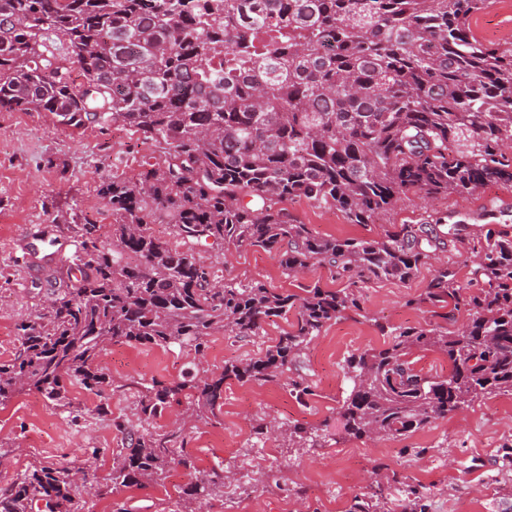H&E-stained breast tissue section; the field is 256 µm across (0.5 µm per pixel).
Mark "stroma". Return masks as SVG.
<instances>
[{
  "label": "stroma",
  "instance_id": "stroma-1",
  "mask_svg": "<svg viewBox=\"0 0 512 512\" xmlns=\"http://www.w3.org/2000/svg\"><path fill=\"white\" fill-rule=\"evenodd\" d=\"M471 29L483 43L512 45V0H490L471 18ZM156 151L121 126L101 131L74 129L47 112H0V361L20 349L16 326L44 307L62 287L80 249L82 227L94 223L107 232L112 215L99 195L103 181L134 175ZM288 212L320 236L376 239L392 226L418 224L435 213L467 229L462 241L444 258L422 264L406 282L371 280L361 288L362 309L330 322L308 346L306 360L314 394L296 402L286 386H263L234 380L224 385L218 422L198 423L185 449L194 470L176 469L157 485L126 489L100 497L77 490L81 512H180L181 492L197 472L215 467L235 472L209 497L204 512H228L231 503L247 512H347L355 494L367 491L376 472L397 473L387 499L389 512H401L406 486L421 485L429 493L428 512H500L512 498V459L504 443L512 441V395H492L464 411L438 419L400 439L349 438L341 433L335 409L351 388L343 366L353 354L387 345V328L423 326L437 321L422 296L442 261L454 262L461 285L471 288L474 257L470 250L486 228L512 227V186L490 184L472 195L421 199L409 194L393 211L372 224L351 223L334 208H317L303 198L284 203ZM492 222H485L486 209ZM223 275L241 282L259 281L279 292L297 293L312 282L341 288V279L324 268L289 277L275 253L259 247L227 256ZM290 317L267 320L261 335L210 337L204 357L179 345L133 347L109 345L101 354L113 385L134 377L149 384L177 377L191 363L210 374L225 363L263 354L288 330ZM67 405L24 392L0 407V487L35 464L75 468L86 451L98 450L96 479L106 486L112 461L125 440L112 417L137 421L135 391L94 392L68 387ZM109 403L112 415L94 409ZM262 418L276 425L299 422L327 425L328 440L312 448H290L280 437H255L253 423ZM264 483H257V476Z\"/></svg>",
  "mask_w": 512,
  "mask_h": 512
}]
</instances>
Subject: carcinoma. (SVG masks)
I'll list each match as a JSON object with an SVG mask.
<instances>
[{"instance_id": "carcinoma-1", "label": "carcinoma", "mask_w": 512, "mask_h": 512, "mask_svg": "<svg viewBox=\"0 0 512 512\" xmlns=\"http://www.w3.org/2000/svg\"><path fill=\"white\" fill-rule=\"evenodd\" d=\"M487 0H0V111L49 112L73 128L127 127L160 151L132 178L114 176L100 196L107 235L85 227L77 286L17 325L21 349L0 361V405L21 392L62 403L66 383L102 393L112 380L99 358L112 342L189 346L258 336L271 317L295 312L265 353L228 362L217 376L197 366L169 383L140 385L129 446L101 495L144 488L178 467L186 425L215 422L224 382H281L297 402L312 396L302 358L322 329L361 310L360 284L410 279L455 248L465 225L436 214L380 239L322 237L282 207L305 198L373 224L408 192L472 194L512 184V45L490 47L470 19ZM181 240L230 254L276 251L284 274L323 267L340 289L315 281L280 293L259 281L223 280L206 263L156 237L149 218ZM479 288L444 263L421 302L464 312L450 332L435 322L390 329L382 349L346 359L352 387L337 408L349 437L397 439L493 394L512 395V233L488 229L474 243ZM436 351L448 376L418 371L410 356ZM297 371L296 376L290 372ZM186 393L182 422H152ZM290 448L318 429L253 425ZM78 469L32 466L0 488V512H79ZM214 469L183 489L186 512L224 487ZM348 512H385L382 481ZM404 512H426L427 492L407 490Z\"/></svg>"}]
</instances>
